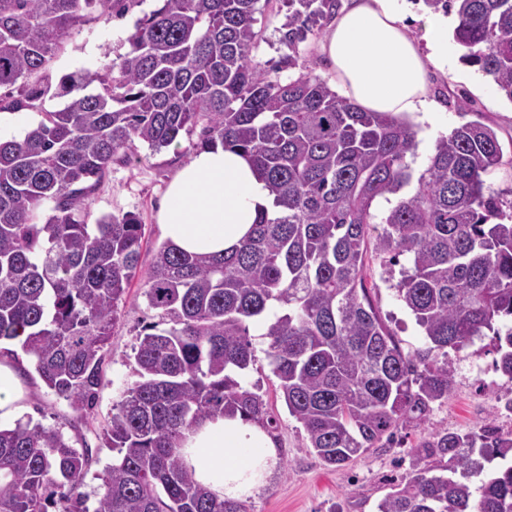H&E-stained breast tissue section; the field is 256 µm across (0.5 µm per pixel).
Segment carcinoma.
<instances>
[{
  "label": "carcinoma",
  "instance_id": "obj_1",
  "mask_svg": "<svg viewBox=\"0 0 512 512\" xmlns=\"http://www.w3.org/2000/svg\"><path fill=\"white\" fill-rule=\"evenodd\" d=\"M120 0H0V111L41 113L21 138L0 141V343H16L54 395L85 418L103 382L118 305L142 248L137 215L82 219L86 201L135 141L159 152L201 127L198 150L247 156L273 199L248 239L222 256L154 253L144 296L158 321L133 346L137 380L112 408L102 445L112 464L93 494L79 491L96 460L63 432L18 421L0 428V512H245L183 464V431L208 417L265 419L262 397L236 375L254 362L247 322L264 336L288 414L331 468L416 427L448 399V350L492 335L497 370L512 382V201L486 193L502 158L496 133L468 122L440 138L416 192L383 217L380 198L410 183L415 131L366 112L302 74L281 80L256 61L260 0H163L140 19L129 50L94 73L53 78L49 65L85 16ZM455 14L463 59L512 101V0H424ZM279 41L299 43L336 18L340 0H287ZM51 204L41 217L42 205ZM426 347L405 354L365 285L370 225ZM512 455V431L486 421L419 442L411 471L378 512H512V464L473 493L483 462Z\"/></svg>",
  "mask_w": 512,
  "mask_h": 512
}]
</instances>
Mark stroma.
Here are the masks:
<instances>
[{
  "mask_svg": "<svg viewBox=\"0 0 512 512\" xmlns=\"http://www.w3.org/2000/svg\"><path fill=\"white\" fill-rule=\"evenodd\" d=\"M162 0H121L111 21L89 20L78 26L53 58V76L71 72H90L118 59L129 49L128 38L138 18L159 8ZM288 13L283 0H260L254 30L258 37L252 55L259 62H279L289 50L279 41L278 30ZM452 63L445 69L430 68L429 82L439 106L434 123L414 122L416 148L409 163L414 175L425 172L436 142L454 128L471 121L491 127L503 149L500 163L486 177L490 192L504 201H512V101L494 87L477 67L464 63V54L456 42H449ZM469 97L473 109L457 111L460 96ZM197 133L181 134L177 148L152 152L147 144L136 143L125 163L113 164L112 170L96 193L87 201L84 220L93 224L106 214L127 212L139 216L144 226V246L137 273L126 300L118 308V321L109 346L105 377L98 403L91 415L75 421L67 403L49 391L37 374L26 378L29 390L28 415L46 426H55L66 437L97 449L98 461L83 480L85 492L96 490L98 475L112 462L110 449L101 447L99 436L107 424L112 406L134 380L132 348L141 328L155 321L143 295L144 271L162 242L156 221L158 204L166 187L193 153ZM370 298L384 323L393 332L400 347L411 352L424 346V338L413 316L398 300L391 273L374 252H367ZM250 339L256 361L247 372L248 386L259 393L269 416L277 421L271 430L280 456V465L267 483L253 497L245 500L247 512H377L378 503L390 492L393 481L409 471L411 451L421 440L440 431L477 429L485 420H495L500 428L512 423V414L500 404L512 397V383L491 374L495 354L489 339L475 341L461 353H449L448 366L453 389L447 400L435 404L425 421L417 427L398 432L394 442L370 449L347 466H324L310 448L302 425L289 416L280 398L278 380L266 355L268 341L258 328H251Z\"/></svg>",
  "mask_w": 512,
  "mask_h": 512,
  "instance_id": "obj_1",
  "label": "stroma"
}]
</instances>
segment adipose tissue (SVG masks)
Instances as JSON below:
<instances>
[{
	"instance_id": "obj_1",
	"label": "adipose tissue",
	"mask_w": 512,
	"mask_h": 512,
	"mask_svg": "<svg viewBox=\"0 0 512 512\" xmlns=\"http://www.w3.org/2000/svg\"><path fill=\"white\" fill-rule=\"evenodd\" d=\"M400 0H350L319 46L341 94L368 112L419 116L429 122L428 65L447 66L448 19L422 16L412 36ZM271 200L254 164L215 147L196 152L170 181L157 214L166 242L177 250L219 255L248 236ZM27 389L20 369L0 360V426L24 413ZM179 453L197 481L216 496L244 500L263 487L279 464L276 445L255 421L218 416L185 430Z\"/></svg>"
}]
</instances>
